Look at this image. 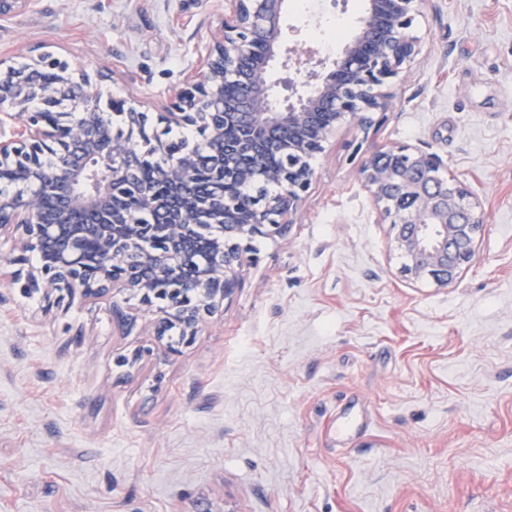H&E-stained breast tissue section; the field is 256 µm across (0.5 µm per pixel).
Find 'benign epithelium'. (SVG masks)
<instances>
[{
  "instance_id": "benign-epithelium-1",
  "label": "benign epithelium",
  "mask_w": 512,
  "mask_h": 512,
  "mask_svg": "<svg viewBox=\"0 0 512 512\" xmlns=\"http://www.w3.org/2000/svg\"><path fill=\"white\" fill-rule=\"evenodd\" d=\"M37 0H0V21ZM424 0H367L357 33L319 70L292 64L284 49L285 0H224L219 26L202 45L197 72L153 112L105 94L111 75L76 67L51 51L18 66L0 59V112L17 126L0 132V168L35 190L0 195V236L17 254L11 281L58 308L79 295L133 297L153 315L152 336L170 353L194 341L239 285L252 241L284 238L315 170L344 127L367 130L389 108V88L420 54L413 23ZM288 71L269 82L276 61ZM188 128L209 157L213 193L197 192L196 148L169 137ZM96 159L105 187L75 191ZM409 280L457 286L472 265L484 212L441 159L384 146L358 168ZM277 191L270 193L267 186ZM203 215L213 224L200 261ZM54 246L35 266L27 255Z\"/></svg>"
}]
</instances>
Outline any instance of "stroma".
<instances>
[{
	"label": "stroma",
	"mask_w": 512,
	"mask_h": 512,
	"mask_svg": "<svg viewBox=\"0 0 512 512\" xmlns=\"http://www.w3.org/2000/svg\"><path fill=\"white\" fill-rule=\"evenodd\" d=\"M365 0H288L301 51ZM212 0H40L0 58L66 53L161 107ZM415 62L369 133L340 130L285 238L192 345L136 300L45 312L0 278V512H512V0H425ZM438 155L487 224L456 287L412 282L358 175L383 146ZM150 348L136 367L121 360ZM365 425L336 439L343 412Z\"/></svg>",
	"instance_id": "35a3bbf8"
}]
</instances>
